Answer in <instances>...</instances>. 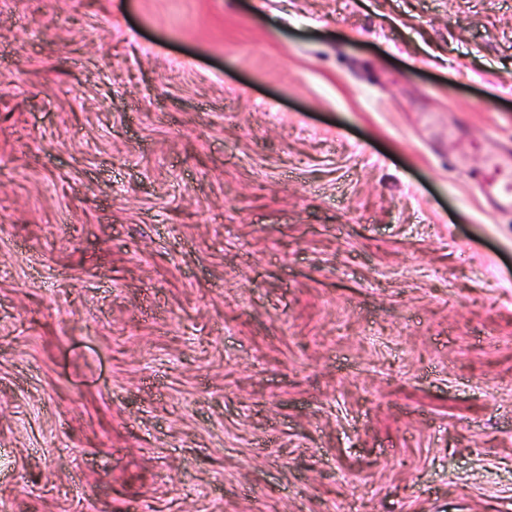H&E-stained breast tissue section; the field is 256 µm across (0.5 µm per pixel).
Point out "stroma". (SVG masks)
I'll list each match as a JSON object with an SVG mask.
<instances>
[{"instance_id": "obj_1", "label": "stroma", "mask_w": 512, "mask_h": 512, "mask_svg": "<svg viewBox=\"0 0 512 512\" xmlns=\"http://www.w3.org/2000/svg\"><path fill=\"white\" fill-rule=\"evenodd\" d=\"M512 0H0V512H512ZM482 191L493 196L500 208L512 210L511 170L505 166H495V175L482 187Z\"/></svg>"}]
</instances>
